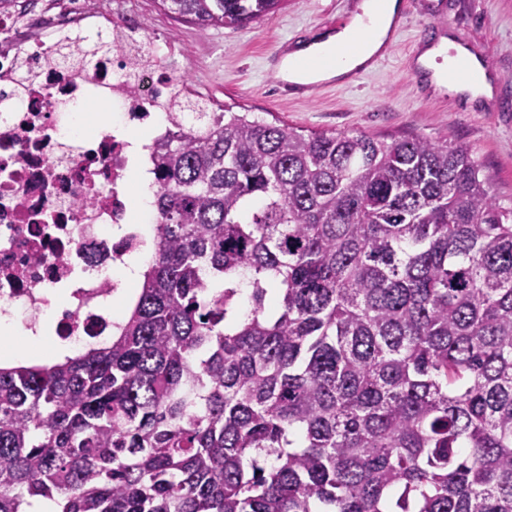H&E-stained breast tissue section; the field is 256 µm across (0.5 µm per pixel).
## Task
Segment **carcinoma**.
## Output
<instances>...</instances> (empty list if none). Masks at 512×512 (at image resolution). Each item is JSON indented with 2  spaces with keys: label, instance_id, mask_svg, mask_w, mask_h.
I'll return each mask as SVG.
<instances>
[{
  "label": "carcinoma",
  "instance_id": "1",
  "mask_svg": "<svg viewBox=\"0 0 512 512\" xmlns=\"http://www.w3.org/2000/svg\"><path fill=\"white\" fill-rule=\"evenodd\" d=\"M158 2L244 27L282 0ZM168 109L128 316L0 364V512H512V205L469 149Z\"/></svg>",
  "mask_w": 512,
  "mask_h": 512
}]
</instances>
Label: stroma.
<instances>
[{
	"instance_id": "1",
	"label": "stroma",
	"mask_w": 512,
	"mask_h": 512,
	"mask_svg": "<svg viewBox=\"0 0 512 512\" xmlns=\"http://www.w3.org/2000/svg\"><path fill=\"white\" fill-rule=\"evenodd\" d=\"M360 2L283 0L279 9L247 26L205 29L160 10L155 0H135V9L148 37L172 39L180 51L174 75L205 98L301 130L452 136L482 165L501 203L512 202V0H401L411 19L394 30L372 69L309 98L283 97L269 55L310 41L334 21L349 22ZM448 20L494 70L495 107L443 94L421 98L415 59L434 36L445 33Z\"/></svg>"
}]
</instances>
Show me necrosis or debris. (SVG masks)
I'll use <instances>...</instances> for the list:
<instances>
[{
	"label": "necrosis or debris",
	"mask_w": 512,
	"mask_h": 512,
	"mask_svg": "<svg viewBox=\"0 0 512 512\" xmlns=\"http://www.w3.org/2000/svg\"><path fill=\"white\" fill-rule=\"evenodd\" d=\"M0 12V319L63 337L73 351L112 333L115 264L139 254L149 225L129 208L128 137L188 87L166 65L178 51L146 38L133 11L44 4ZM75 33L112 39L86 65L61 63ZM119 106L83 131L69 105Z\"/></svg>",
	"instance_id": "1"
}]
</instances>
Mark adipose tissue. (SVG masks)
Here are the masks:
<instances>
[{
    "label": "adipose tissue",
    "mask_w": 512,
    "mask_h": 512,
    "mask_svg": "<svg viewBox=\"0 0 512 512\" xmlns=\"http://www.w3.org/2000/svg\"><path fill=\"white\" fill-rule=\"evenodd\" d=\"M399 11L398 0H362L347 25L325 31L292 50L279 66L282 78L300 84L342 81L356 71L370 68L384 52ZM455 54L465 57L470 65L469 73L456 84V92L470 103L493 99L486 63L453 36H441L436 46L417 57L416 63L430 72L432 82L442 88L446 85L447 63Z\"/></svg>",
    "instance_id": "1"
}]
</instances>
